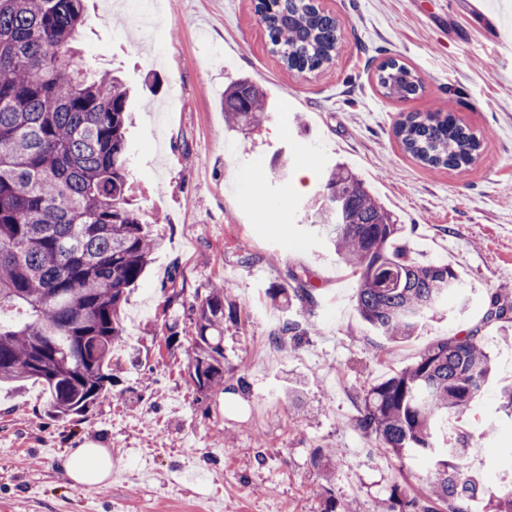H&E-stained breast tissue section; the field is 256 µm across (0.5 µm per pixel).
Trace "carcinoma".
<instances>
[{
  "instance_id": "1",
  "label": "carcinoma",
  "mask_w": 512,
  "mask_h": 512,
  "mask_svg": "<svg viewBox=\"0 0 512 512\" xmlns=\"http://www.w3.org/2000/svg\"><path fill=\"white\" fill-rule=\"evenodd\" d=\"M284 65L314 72L336 54L339 25L314 0H258ZM87 24L84 0H0V382L36 380L49 413L84 416L109 398L112 345L121 311L152 256L163 248L134 207L127 121L130 90L96 74L75 47ZM383 95L398 100L424 89L396 59L377 66ZM265 92L247 77L224 88V120L234 128L265 119ZM404 150L432 168H461L482 140L451 112L409 113L396 126ZM337 257L358 275L356 307L391 344L419 330L459 287L445 262H415L398 245L402 225L343 164L329 171L310 203ZM288 301L313 305L308 280ZM217 285L190 306L195 336L189 376L198 391L224 385V296ZM512 292L487 293L485 321L512 322ZM309 321L287 319L275 335L300 341ZM492 372L478 331L442 338L407 368L371 385L357 419L377 447L399 459L437 456L427 493L408 512H512V485L490 488L462 468L469 435L458 420Z\"/></svg>"
}]
</instances>
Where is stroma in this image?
<instances>
[{"mask_svg":"<svg viewBox=\"0 0 512 512\" xmlns=\"http://www.w3.org/2000/svg\"><path fill=\"white\" fill-rule=\"evenodd\" d=\"M317 0L335 16L333 62L288 70L254 0H160L153 43L112 0H86L79 45L132 90L128 140L144 222L165 239L122 312L109 399L84 417H50L40 384H0V506L6 512H400L433 469L373 447L356 427L373 383L414 363L436 340L480 328L496 380L462 415L465 464L499 483L512 472V417L498 387L512 382V337L482 325L486 291L512 287V0ZM395 56L423 78L398 101L376 84ZM250 77L273 108L229 130L221 96ZM452 111L480 136L476 162L432 168L395 134L403 114ZM314 179L336 163L358 172L403 226L417 261L445 262L461 286L443 318L388 344L355 308L357 279L303 209L307 190L270 175L277 153ZM250 170L249 190L239 176ZM254 263L243 266L242 255ZM313 306L270 299L295 272ZM226 283L224 389L188 377L190 306ZM315 322L300 345L276 344V321ZM178 339L168 342L169 332ZM92 441L116 465L99 485L65 479L60 462ZM333 448L335 462L315 463Z\"/></svg>","mask_w":512,"mask_h":512,"instance_id":"obj_1","label":"stroma"}]
</instances>
